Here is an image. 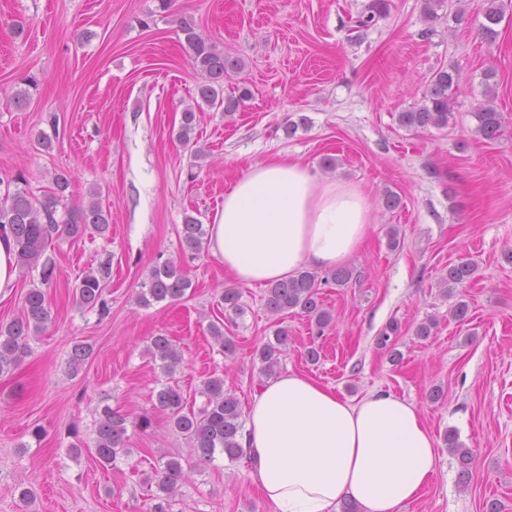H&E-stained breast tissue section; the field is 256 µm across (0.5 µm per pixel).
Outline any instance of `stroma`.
<instances>
[{
	"label": "stroma",
	"mask_w": 512,
	"mask_h": 512,
	"mask_svg": "<svg viewBox=\"0 0 512 512\" xmlns=\"http://www.w3.org/2000/svg\"><path fill=\"white\" fill-rule=\"evenodd\" d=\"M369 2L173 0L163 12L158 0H0V181L24 175L39 196L64 170L67 205L87 203L95 189L111 210L109 236L90 230L47 245L57 272L52 320L0 374V512H149L145 473L161 455L189 454L153 406L162 375L150 338L170 336L182 349L176 376L185 396L215 372L246 406L264 379L254 354L281 324L289 335L281 372L349 399L393 391L416 403L437 441L453 431L473 449L468 485L441 450L437 477L405 512H487L494 502L512 512V6L489 45L477 34L476 0L441 8L429 36L424 0H387L382 17L356 27ZM183 16L242 61L224 81L225 95L245 98L238 112L196 106L200 77L178 28ZM441 69L455 72L459 87L447 127L400 126L399 113L421 104ZM28 75L37 87L18 110L9 96ZM487 98L502 117L492 140L474 131L473 112ZM192 105L194 137L208 151L199 161L177 139ZM42 132L51 149L38 145ZM279 154L361 187L373 203L367 242L346 264L350 281L321 290L333 315L321 332L304 314L269 313L263 284L238 283L210 251L179 242L186 216L213 223L231 181ZM326 157L336 158L334 170L323 168ZM388 190L402 200L393 211L383 204ZM169 259L187 270L191 288L178 301L140 305L142 281ZM461 259L477 265L475 278L445 294L441 277ZM106 261V313L79 308L76 286ZM229 287L244 307L233 324L224 320ZM460 300L469 313L458 323L449 311ZM429 319L437 322L431 335L416 336ZM212 322L223 323L234 353L219 352ZM77 343L93 354L75 371ZM312 346L315 364L305 356ZM106 405L153 419L148 432L130 430L131 453L112 467L69 451L70 429L92 439ZM22 484L36 492L31 505L19 498ZM173 510L270 507L244 462L220 458L205 471L187 469Z\"/></svg>",
	"instance_id": "35a3bbf8"
}]
</instances>
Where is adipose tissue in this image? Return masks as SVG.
Returning <instances> with one entry per match:
<instances>
[{"label":"adipose tissue","instance_id":"1","mask_svg":"<svg viewBox=\"0 0 512 512\" xmlns=\"http://www.w3.org/2000/svg\"><path fill=\"white\" fill-rule=\"evenodd\" d=\"M372 203L358 186L323 180L293 159L252 165L224 194L208 249L227 274L267 283L333 269L359 252ZM240 443L273 512H402L437 474L439 450L414 402L372 390L350 400L296 372L265 380Z\"/></svg>","mask_w":512,"mask_h":512}]
</instances>
